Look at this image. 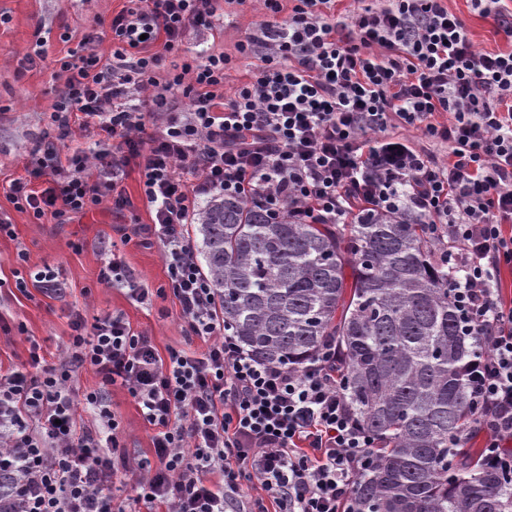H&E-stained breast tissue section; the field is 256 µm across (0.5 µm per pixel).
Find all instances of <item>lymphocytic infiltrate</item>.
I'll list each match as a JSON object with an SVG mask.
<instances>
[{
  "mask_svg": "<svg viewBox=\"0 0 512 512\" xmlns=\"http://www.w3.org/2000/svg\"><path fill=\"white\" fill-rule=\"evenodd\" d=\"M471 2L510 50H478L446 0H371L342 17L335 0H259L260 22L236 45L255 64L228 96L223 53L158 74L191 31L227 26L220 0H125L108 25L111 58L91 34L60 59L52 130L32 136L30 165L8 184L13 205L37 223L105 202L121 215L134 208L122 182L136 166L152 221L115 230L160 248L184 332L208 347L160 356L119 313L73 314L59 364L31 344L28 365L0 374L7 512H347L375 440L345 399L332 346L291 368L258 361L228 333L188 229L217 196L311 224L417 216L448 269L463 334L488 348L468 374L482 454L512 476V303L499 288L512 266V8ZM400 127L446 146L447 158ZM77 130L93 148L62 155ZM103 253L100 283L149 301L111 245ZM86 365L100 382L79 395L74 374ZM115 384L155 430L153 461L131 463L120 445ZM81 410L92 416L83 428ZM134 469L135 496L117 497ZM245 479L260 495H242Z\"/></svg>",
  "mask_w": 512,
  "mask_h": 512,
  "instance_id": "f902f5d3",
  "label": "lymphocytic infiltrate"
}]
</instances>
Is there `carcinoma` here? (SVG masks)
<instances>
[{
    "label": "carcinoma",
    "mask_w": 512,
    "mask_h": 512,
    "mask_svg": "<svg viewBox=\"0 0 512 512\" xmlns=\"http://www.w3.org/2000/svg\"><path fill=\"white\" fill-rule=\"evenodd\" d=\"M197 221L224 326L246 351L299 368L336 344L347 402L378 445L354 512H512V484L465 447L480 432L468 381L480 347L422 225L273 220L228 197Z\"/></svg>",
    "instance_id": "1"
}]
</instances>
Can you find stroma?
<instances>
[{
    "instance_id": "obj_1",
    "label": "stroma",
    "mask_w": 512,
    "mask_h": 512,
    "mask_svg": "<svg viewBox=\"0 0 512 512\" xmlns=\"http://www.w3.org/2000/svg\"><path fill=\"white\" fill-rule=\"evenodd\" d=\"M124 0H0V217L8 218L13 236H0V371L26 363L30 340L42 345L47 363H55L72 333L70 311L93 317L123 314L131 326L151 336L159 354L169 349L199 351L202 340L184 335L179 308L172 298L157 297L151 304L133 301L126 287L107 286L99 281L104 255L100 243L115 238V224H147L151 215L141 206L140 177L128 169L123 180L125 191L137 204L134 212L117 215L111 206L101 205L67 224L53 220L34 223L18 211L8 198L4 185L23 175L27 150L33 134L48 127V116L58 92L66 81L57 61L81 48L86 34L95 31L101 38L95 48L103 58L112 56V40L106 27ZM451 12L465 22L478 49L494 51L505 43L490 20L473 12L469 0H448ZM235 24L223 32H192L183 47L184 56L201 49L233 55L224 83L232 92L243 74V60L234 56L235 45L259 21L253 0L236 9ZM45 47L46 60L37 68L22 69L24 58L38 47ZM26 259H19V251ZM139 284L157 289L166 285V270L159 247L133 244L118 246ZM58 269L68 290L64 298L52 299L34 287L18 289L16 273L43 267ZM109 403L120 422L121 438L131 459L152 455V429L144 422L137 406L121 386L109 390Z\"/></svg>"
}]
</instances>
